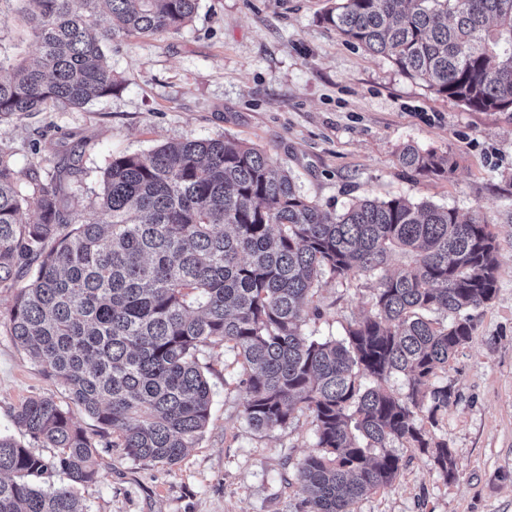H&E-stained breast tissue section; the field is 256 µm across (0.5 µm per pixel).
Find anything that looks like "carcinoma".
<instances>
[{
	"label": "carcinoma",
	"instance_id": "cac0c4a2",
	"mask_svg": "<svg viewBox=\"0 0 512 512\" xmlns=\"http://www.w3.org/2000/svg\"><path fill=\"white\" fill-rule=\"evenodd\" d=\"M25 2L40 57L0 76L1 117L112 95L105 44L176 31L198 0ZM321 20L439 96L512 112V0H335ZM12 157L0 142V288L34 275L8 312L10 334L129 459L174 465L199 443L212 398L199 355L222 342L240 362L251 428H281L297 408L314 415L316 451L295 473L308 512H350L392 485L403 466L395 442L452 476L453 452L428 430L452 393L429 382L472 339L467 311L497 290L496 239L481 213L401 197L329 213L265 152L226 137L112 158L84 217L63 173H21ZM400 161L448 170L446 156L413 146ZM397 250L408 261L392 270ZM327 274L375 278L374 312L341 339L302 331ZM394 374L403 396L387 387ZM14 420L60 453L46 459L0 435V512H87L73 485L94 480L95 447L72 411L39 396ZM56 470L70 486L37 485Z\"/></svg>",
	"mask_w": 512,
	"mask_h": 512
}]
</instances>
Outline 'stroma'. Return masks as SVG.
I'll use <instances>...</instances> for the list:
<instances>
[{"mask_svg":"<svg viewBox=\"0 0 512 512\" xmlns=\"http://www.w3.org/2000/svg\"><path fill=\"white\" fill-rule=\"evenodd\" d=\"M20 0H0V58L30 62L38 45ZM327 0H198L180 30L129 36L106 47L119 88L81 108L0 120L17 170H67L70 202L88 213L113 157L185 139L244 141L287 169L330 212L356 198L405 197L485 215L500 260L496 294L473 310L471 341L434 385L454 397L431 434L455 452L445 479L430 454L394 443L403 467L391 487L351 512H512V112H476L433 93L391 61L346 42L321 21ZM447 156L448 171L403 167L406 146ZM373 282L327 279L304 331L341 338L371 310ZM15 289H0V434L50 458L13 420L38 396L70 407L63 386L18 346L5 318ZM212 387L199 444L174 465L127 458L117 436L74 411L94 448L93 482L77 492L88 512H305L295 465L314 452L313 414L284 427L248 425L236 355L223 344L199 357Z\"/></svg>","mask_w":512,"mask_h":512,"instance_id":"stroma-1","label":"stroma"}]
</instances>
